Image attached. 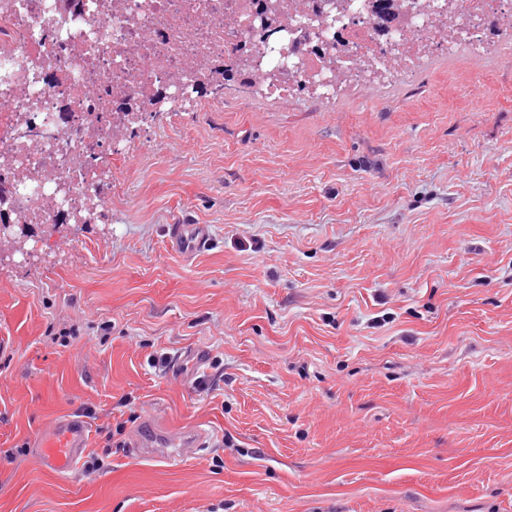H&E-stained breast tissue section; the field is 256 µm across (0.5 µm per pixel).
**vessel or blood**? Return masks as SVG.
<instances>
[{"label":"vessel or blood","instance_id":"vessel-or-blood-1","mask_svg":"<svg viewBox=\"0 0 512 512\" xmlns=\"http://www.w3.org/2000/svg\"><path fill=\"white\" fill-rule=\"evenodd\" d=\"M211 240V230L206 224H172L167 229V244L171 251L189 257L204 249ZM206 438L201 429L185 430L176 434H162L149 430L139 445L142 457L165 455L172 460H182L195 453ZM88 426L78 417L58 420L39 441V449L48 469L64 474H74L86 452Z\"/></svg>","mask_w":512,"mask_h":512}]
</instances>
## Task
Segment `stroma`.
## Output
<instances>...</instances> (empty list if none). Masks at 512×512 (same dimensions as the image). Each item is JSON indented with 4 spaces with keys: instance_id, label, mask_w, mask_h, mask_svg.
Masks as SVG:
<instances>
[{
    "instance_id": "obj_1",
    "label": "stroma",
    "mask_w": 512,
    "mask_h": 512,
    "mask_svg": "<svg viewBox=\"0 0 512 512\" xmlns=\"http://www.w3.org/2000/svg\"><path fill=\"white\" fill-rule=\"evenodd\" d=\"M109 178L108 225L0 268V512H512V26L329 95L227 82ZM87 407L103 468L52 472ZM157 419L205 448L106 447ZM211 240L207 224H170L167 228V244L171 251L185 257L204 249ZM88 426L79 417L58 420L39 441V449L48 469L74 474L86 452Z\"/></svg>"
}]
</instances>
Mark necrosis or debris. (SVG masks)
Returning <instances> with one entry per match:
<instances>
[{
  "mask_svg": "<svg viewBox=\"0 0 512 512\" xmlns=\"http://www.w3.org/2000/svg\"><path fill=\"white\" fill-rule=\"evenodd\" d=\"M465 32L490 37L504 12L498 0H465ZM0 9V184L29 225L96 221L100 171L112 148L140 128L169 97L192 98L210 68L255 46L256 0H9ZM349 16L328 19L301 53L267 49L263 64L287 68L280 97L323 72L324 41L374 51L391 43L408 53L419 37L442 35L429 19L384 31L365 0Z\"/></svg>",
  "mask_w": 512,
  "mask_h": 512,
  "instance_id": "4bbe7bcc",
  "label": "necrosis or debris"
}]
</instances>
